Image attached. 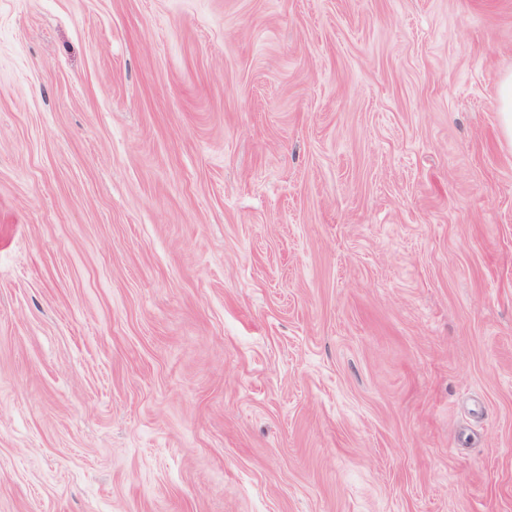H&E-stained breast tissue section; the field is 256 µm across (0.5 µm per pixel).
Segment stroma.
Masks as SVG:
<instances>
[{
    "label": "stroma",
    "mask_w": 512,
    "mask_h": 512,
    "mask_svg": "<svg viewBox=\"0 0 512 512\" xmlns=\"http://www.w3.org/2000/svg\"><path fill=\"white\" fill-rule=\"evenodd\" d=\"M512 0H0V512H512ZM497 106L502 131L512 141V75L504 78L500 83Z\"/></svg>",
    "instance_id": "35a3bbf8"
}]
</instances>
